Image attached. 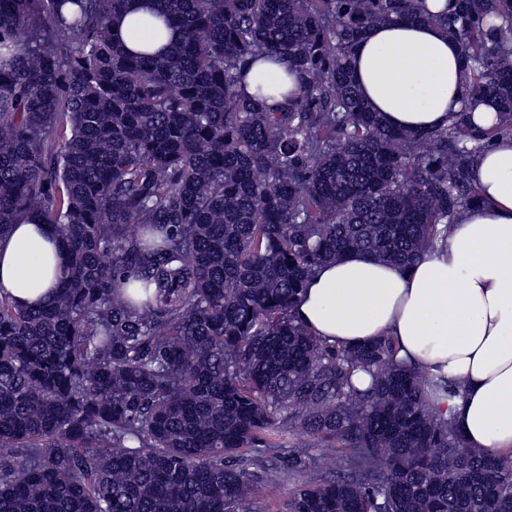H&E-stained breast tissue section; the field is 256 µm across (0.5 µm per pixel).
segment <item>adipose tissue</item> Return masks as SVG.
Instances as JSON below:
<instances>
[{
    "label": "adipose tissue",
    "mask_w": 512,
    "mask_h": 512,
    "mask_svg": "<svg viewBox=\"0 0 512 512\" xmlns=\"http://www.w3.org/2000/svg\"><path fill=\"white\" fill-rule=\"evenodd\" d=\"M362 97L387 125L448 127L466 102L457 43L428 23L368 30L351 58ZM479 202L447 241L410 266L353 255L318 267L295 308L331 344L393 337L400 359L445 376L458 394L435 401L467 447L512 456V136L473 165ZM64 254L39 219L0 237V296L21 307L55 296Z\"/></svg>",
    "instance_id": "ef3b65f1"
}]
</instances>
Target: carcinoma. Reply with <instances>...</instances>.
I'll list each match as a JSON object with an SVG mask.
<instances>
[{"label": "carcinoma", "mask_w": 512, "mask_h": 512, "mask_svg": "<svg viewBox=\"0 0 512 512\" xmlns=\"http://www.w3.org/2000/svg\"><path fill=\"white\" fill-rule=\"evenodd\" d=\"M128 2L0 0V236L35 216L67 254L48 306L0 296V512H252L317 469L310 438L333 475L283 512H512V460L432 412L458 385L295 316L319 266L411 264L477 202L512 0H152L149 38L178 34L154 53L113 42ZM403 20L459 44L446 129H392L354 83L363 33ZM258 60L301 94L243 98ZM316 476L300 473L293 476H275L268 486L257 493L254 498L255 512H281L283 502L296 488H303L314 483Z\"/></svg>", "instance_id": "cac0c4a2"}]
</instances>
